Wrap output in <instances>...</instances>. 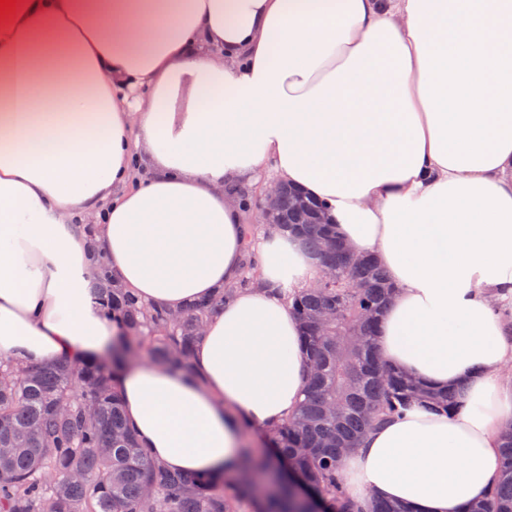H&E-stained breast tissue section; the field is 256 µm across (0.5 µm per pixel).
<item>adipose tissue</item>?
Wrapping results in <instances>:
<instances>
[{"mask_svg": "<svg viewBox=\"0 0 512 512\" xmlns=\"http://www.w3.org/2000/svg\"><path fill=\"white\" fill-rule=\"evenodd\" d=\"M268 166L386 270L384 361L463 392L455 414L416 405L367 433L347 493L411 512L486 501L512 427L495 311L512 304V0H23L0 22V358L117 341L89 288V221L146 303L235 288L190 371L135 365L117 387L166 467L236 473L242 423L266 431L303 398L288 296L318 267L279 231L257 286H237L247 215L225 187Z\"/></svg>", "mask_w": 512, "mask_h": 512, "instance_id": "ef3b65f1", "label": "adipose tissue"}]
</instances>
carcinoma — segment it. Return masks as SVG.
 I'll return each instance as SVG.
<instances>
[{
    "label": "carcinoma",
    "mask_w": 512,
    "mask_h": 512,
    "mask_svg": "<svg viewBox=\"0 0 512 512\" xmlns=\"http://www.w3.org/2000/svg\"><path fill=\"white\" fill-rule=\"evenodd\" d=\"M305 202L304 209L284 192L273 202V222L301 237L336 277L292 298L308 354L305 400L293 418L266 432V445L324 512H409L350 496L342 457L411 402L453 412L460 396L432 392L383 362L373 336L392 295L385 273L368 255L355 265L343 246L325 249L336 232L319 223V202ZM93 269L104 316L124 329L117 352L39 366L0 361V448L7 449L0 453V512H304L279 469L252 449H242L232 478L173 473L140 446L122 415V367L145 352L161 367L185 369L203 326L236 289L173 313L127 294L104 253H93ZM501 457L497 488L469 512H512L511 432L502 437Z\"/></svg>",
    "instance_id": "carcinoma-1"
}]
</instances>
